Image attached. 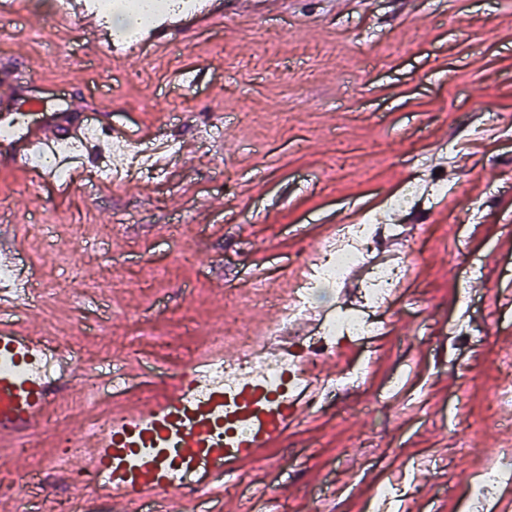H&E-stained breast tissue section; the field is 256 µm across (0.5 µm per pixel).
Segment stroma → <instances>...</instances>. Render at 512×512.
<instances>
[{
	"label": "stroma",
	"mask_w": 512,
	"mask_h": 512,
	"mask_svg": "<svg viewBox=\"0 0 512 512\" xmlns=\"http://www.w3.org/2000/svg\"><path fill=\"white\" fill-rule=\"evenodd\" d=\"M53 2L0 16L15 111L97 106L175 147L130 180L88 183L91 162L66 184L0 172V222L15 227L20 264L53 284L20 300L19 325L128 367L136 384L39 426L23 455L0 441L13 500L81 512V490L46 483L61 430L164 397L225 322L278 319L251 302L256 283L287 295L338 225L439 174L447 195L399 217L409 278L380 335L322 359L362 362L353 388L328 376L324 408L201 507L479 512L467 482L512 451V413L494 404L512 386V310L499 302L512 296V0H278L261 16L229 0L234 14L123 63L82 27L58 30ZM74 233L73 265L59 245ZM386 487L399 497L383 501Z\"/></svg>",
	"instance_id": "35a3bbf8"
}]
</instances>
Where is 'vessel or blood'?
<instances>
[{
    "label": "vessel or blood",
    "instance_id": "obj_1",
    "mask_svg": "<svg viewBox=\"0 0 512 512\" xmlns=\"http://www.w3.org/2000/svg\"><path fill=\"white\" fill-rule=\"evenodd\" d=\"M222 15L223 7L215 0H196L185 17L161 22L142 40L116 47L114 55L138 57L145 45H162L169 36L186 34ZM0 129L10 132L0 140V170L12 173L26 171L35 156H59L72 145L85 159L108 166L114 141L132 144L137 139L136 133L114 127L108 112H40L23 120L18 113L4 111ZM16 251L14 225L0 224V266L13 264ZM294 352L292 338L283 336L264 342L246 359L258 367L265 359ZM75 376L91 386L105 379L97 369H83L70 347L46 354L40 333L20 336L13 324L1 322L0 437L20 440L39 427L59 403L62 383ZM226 376L221 383L209 370L195 371L192 386L177 385L164 398L125 412L93 432L83 467L95 477L96 500L186 506L196 487H208L264 458L322 389L321 382L311 380L294 388H271L258 370L238 373L233 360ZM192 468L197 476L191 488L183 475Z\"/></svg>",
    "mask_w": 512,
    "mask_h": 512
}]
</instances>
